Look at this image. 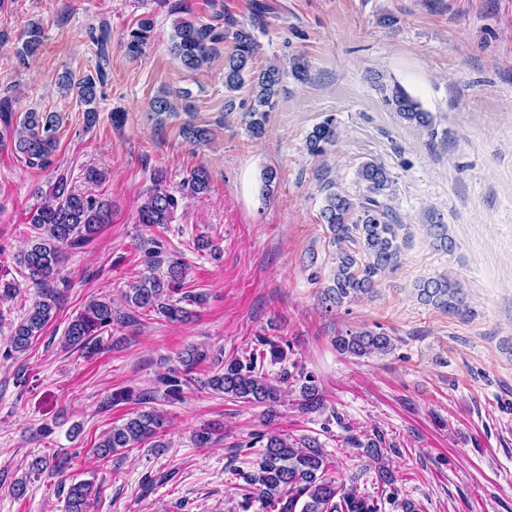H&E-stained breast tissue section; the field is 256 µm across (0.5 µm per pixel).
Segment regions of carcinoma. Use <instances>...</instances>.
I'll return each mask as SVG.
<instances>
[{
    "mask_svg": "<svg viewBox=\"0 0 512 512\" xmlns=\"http://www.w3.org/2000/svg\"><path fill=\"white\" fill-rule=\"evenodd\" d=\"M154 30L153 20L143 18L131 30L126 40L130 56L142 53ZM40 27L28 31L20 55L33 54L41 45ZM232 38L233 49L224 58V86L237 91L250 78L253 87V104L249 107L247 128L260 136L264 133L268 112L275 106L280 84V68L269 65L254 71L252 62L258 51L254 35L246 27H235L227 22L221 32L209 24L185 18L173 23L171 52L188 70H198L208 64L217 53L218 45ZM66 85L76 86L80 100L88 106L86 123L96 121V81L86 77L79 82L67 78ZM386 102L400 116L420 126L432 123L429 112L404 88L396 85L386 97ZM59 118L54 113L28 112L16 131L15 150L30 165L44 164L58 146ZM336 141V126L327 119L313 128L307 136L306 147L314 156L322 155L326 146ZM365 183V194L353 198L337 188L336 183H325L327 194L321 217L330 232V243L335 247V266L332 284L322 292V302L339 307L345 301L368 295L373 291L375 277L394 268L407 246V238L400 236L402 225L393 222L388 208L380 198L388 195L392 180L386 170L375 162H365L357 172ZM192 193H207L210 185L208 173L198 168L187 180ZM49 195L53 201L40 204L31 217L36 235L27 248L17 257V264L27 271V278L36 288V298L25 316L11 329L4 358L25 353L34 338L54 317L60 308L63 289L58 287L64 251L82 250L92 243L102 226L109 222L110 203L91 195L75 192L68 187V179L60 176ZM178 199L163 179L153 177V186L147 192L138 212V223L147 226L169 224ZM433 245L442 251L453 249L445 224L428 225ZM147 249L150 270L124 293V301L133 312L158 313L170 321H180L187 310L180 303H199L203 294L183 290L185 272L178 259H162L161 244L153 240ZM167 265L162 275L156 269ZM417 297L425 305L450 315L469 313L465 297L458 284L445 275L421 280L416 285ZM131 320L113 310L110 299H91L83 311L68 324L64 345L73 349L97 350V337L112 328V323ZM336 348L354 357L386 355L394 348L393 338L374 329L349 330L336 336ZM181 367L172 368L157 379L159 387L171 399L181 397L183 387L193 380L194 369L207 359V353L197 348H187L179 356ZM258 354L245 359L234 358L218 365L214 375L205 381L212 390L244 403L267 408V416H276L278 388L267 381L257 367ZM302 407L313 411L321 407L319 389L311 374H299ZM163 427V419L155 410L145 406L134 412L124 423L112 431L93 449L100 459H107L120 449L155 437ZM355 448L365 449V454L381 459L383 439L380 435L361 440L350 438ZM262 448L253 469L242 473L243 493L239 508L248 512L254 498H259L278 509V512H379L374 500L360 495L355 478L345 482L329 472V462L317 439L307 437L296 444L273 431L253 435L249 447ZM92 484L79 481L70 485L66 494L65 512H88Z\"/></svg>",
    "mask_w": 512,
    "mask_h": 512,
    "instance_id": "1",
    "label": "carcinoma"
}]
</instances>
